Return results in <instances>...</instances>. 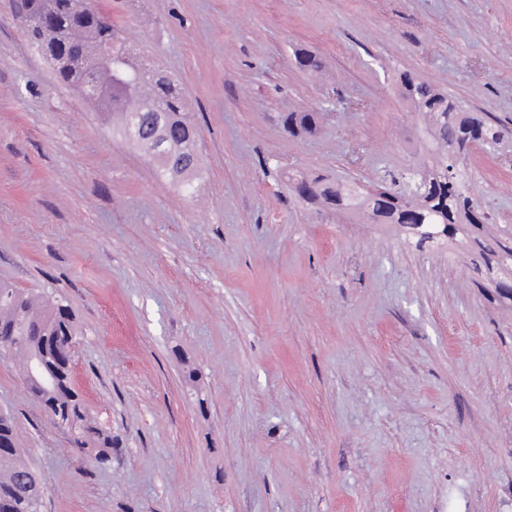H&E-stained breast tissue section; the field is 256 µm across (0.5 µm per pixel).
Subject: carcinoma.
Wrapping results in <instances>:
<instances>
[{"label": "carcinoma", "mask_w": 512, "mask_h": 512, "mask_svg": "<svg viewBox=\"0 0 512 512\" xmlns=\"http://www.w3.org/2000/svg\"><path fill=\"white\" fill-rule=\"evenodd\" d=\"M29 17L27 35L42 56L59 62L57 78L78 91L95 81L102 88L95 104L117 117V134L125 137L129 117L139 116L143 141L151 143L156 131L163 133L167 152L145 155L159 178L181 190L193 186L200 170L197 153L199 127L194 114L187 111L180 84L165 70L157 68L149 77L139 58L119 46L115 57L121 75L109 76L91 67L98 45L113 39L112 22L98 11L77 14L74 0H23ZM403 96L424 118L420 142L432 154L428 171L401 176L396 192L399 203L385 198L387 187L372 191L357 183L330 182L320 176L293 178L297 196L304 202L354 215H379L384 224H408L419 232L420 242L443 237H469L481 230L485 213L468 191L466 168L456 163L455 155L472 144L493 148L504 137L502 126L489 117L465 109L459 102L410 75L401 77ZM282 122L292 136L312 134L317 129L315 112H287ZM479 258L487 270V283L497 297L512 302V237L483 241L473 238ZM0 329L17 336L13 355L27 361L38 356L51 377L42 387L27 384L30 394L55 419H70L79 424L75 444L96 449L95 459L104 464L112 459V434L91 424L87 409L74 389L71 367L58 350V342L75 335L69 309L61 301L35 298L0 281ZM18 446L11 417L0 414V512H40L43 489L29 466L16 464Z\"/></svg>", "instance_id": "obj_1"}]
</instances>
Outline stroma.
I'll return each mask as SVG.
<instances>
[{"mask_svg":"<svg viewBox=\"0 0 512 512\" xmlns=\"http://www.w3.org/2000/svg\"><path fill=\"white\" fill-rule=\"evenodd\" d=\"M20 2L0 0V279L65 300L74 387L112 430L97 464L0 355L42 512H512V303L469 249L289 181L417 164L406 73L512 128V0H97L183 89L188 192L57 81ZM290 111L318 131L290 136ZM465 163L483 236L512 232V137Z\"/></svg>","mask_w":512,"mask_h":512,"instance_id":"1","label":"stroma"}]
</instances>
